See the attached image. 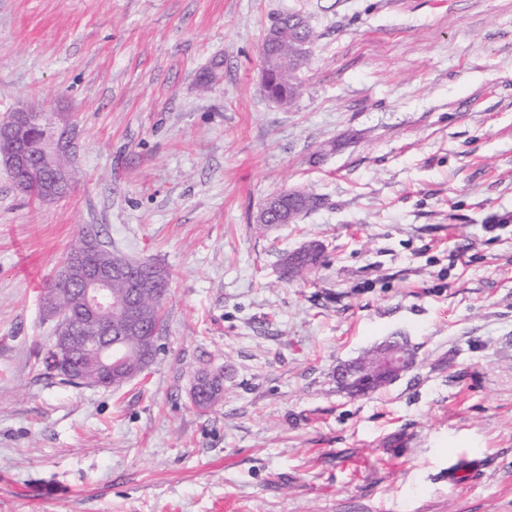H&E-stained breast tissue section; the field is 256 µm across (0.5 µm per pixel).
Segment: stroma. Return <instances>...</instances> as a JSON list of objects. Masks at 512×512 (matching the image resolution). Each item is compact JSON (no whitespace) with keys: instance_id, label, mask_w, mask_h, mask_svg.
Segmentation results:
<instances>
[{"instance_id":"stroma-1","label":"stroma","mask_w":512,"mask_h":512,"mask_svg":"<svg viewBox=\"0 0 512 512\" xmlns=\"http://www.w3.org/2000/svg\"><path fill=\"white\" fill-rule=\"evenodd\" d=\"M289 12L318 39L288 106L261 47ZM25 104L74 123L80 179L41 201L0 166V512H512V0H0V121ZM284 190L321 204L257 223ZM87 225L170 274L119 388L44 363ZM391 336L414 367L342 390ZM317 245V255L312 257H300L297 259V263L293 267H288V255H295L296 252L288 254V252L284 253L279 262V279L285 283L289 280H293L296 277H299L303 274H307L311 272L314 268H316L322 258V247ZM321 247V249H320ZM216 374V373H215ZM195 382L193 381V385L191 388V398L194 402L196 397L195 391ZM223 391V383L221 374H216V377L212 379L210 382H201V388L198 393V401L194 402V405L199 409H209L214 406Z\"/></svg>"}]
</instances>
